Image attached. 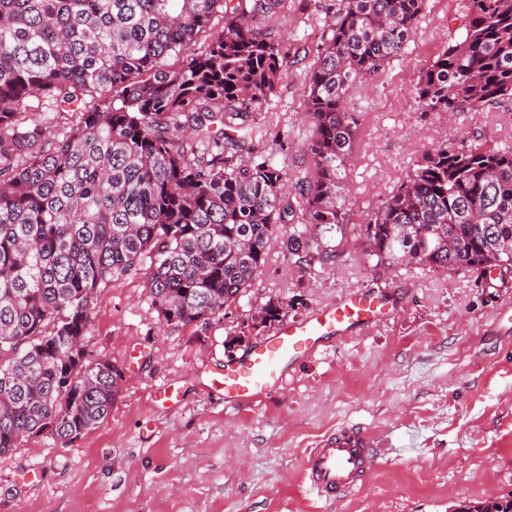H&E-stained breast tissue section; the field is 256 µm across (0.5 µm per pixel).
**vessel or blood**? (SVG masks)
I'll return each instance as SVG.
<instances>
[{"mask_svg":"<svg viewBox=\"0 0 512 512\" xmlns=\"http://www.w3.org/2000/svg\"><path fill=\"white\" fill-rule=\"evenodd\" d=\"M377 298L351 291L308 317L287 319L264 344L225 364L214 380L228 403H251L280 391L293 365L332 341H341L354 329H366L377 317ZM378 435L358 424H345L318 439L304 457L306 485L327 503L352 491L372 468Z\"/></svg>","mask_w":512,"mask_h":512,"instance_id":"1","label":"vessel or blood"}]
</instances>
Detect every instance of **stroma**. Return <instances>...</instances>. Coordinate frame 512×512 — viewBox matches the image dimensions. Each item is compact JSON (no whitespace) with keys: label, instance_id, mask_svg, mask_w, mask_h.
<instances>
[{"label":"stroma","instance_id":"obj_1","mask_svg":"<svg viewBox=\"0 0 512 512\" xmlns=\"http://www.w3.org/2000/svg\"><path fill=\"white\" fill-rule=\"evenodd\" d=\"M467 0H426L404 50L357 81L346 163L348 222L335 265L296 263L273 243L259 279L209 325L166 324L139 265L100 289L85 351L122 371L108 418L70 445L43 435L0 455V512H452L512 493V275L419 265L378 266L365 226L422 149L512 146V101L427 112L414 87L461 35ZM339 0H284L261 28L287 74L249 120L256 150L307 176V74ZM352 290L384 293L390 312L369 330L302 360L286 388L252 405L225 403L211 379L224 362L272 336H233L268 301L302 318ZM179 393L162 399L163 388ZM343 423L383 442L350 494L319 501L302 458Z\"/></svg>","mask_w":512,"mask_h":512}]
</instances>
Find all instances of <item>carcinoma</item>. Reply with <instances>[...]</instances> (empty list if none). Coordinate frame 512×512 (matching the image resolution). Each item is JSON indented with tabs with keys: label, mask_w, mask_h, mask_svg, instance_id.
Here are the masks:
<instances>
[{
	"label": "carcinoma",
	"mask_w": 512,
	"mask_h": 512,
	"mask_svg": "<svg viewBox=\"0 0 512 512\" xmlns=\"http://www.w3.org/2000/svg\"><path fill=\"white\" fill-rule=\"evenodd\" d=\"M282 2L0 0V454L43 434L67 446L110 415L122 372L86 357L89 311L144 259L151 305L183 326L254 285L279 229L298 263H334L348 91L402 52L425 0H340L309 76L311 176L292 190L286 167L241 159L244 123L286 73L259 26ZM415 94L450 114L512 98V0H468ZM34 96L49 139L22 119ZM365 232L379 265L512 274V148L424 150ZM287 313L270 301L250 328ZM453 512H512V494Z\"/></svg>",
	"instance_id": "cac0c4a2"
}]
</instances>
